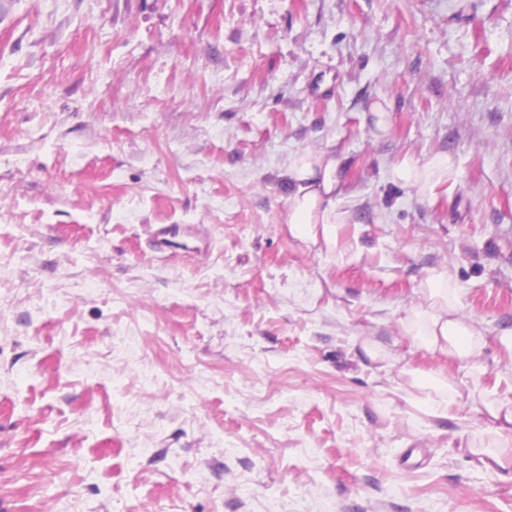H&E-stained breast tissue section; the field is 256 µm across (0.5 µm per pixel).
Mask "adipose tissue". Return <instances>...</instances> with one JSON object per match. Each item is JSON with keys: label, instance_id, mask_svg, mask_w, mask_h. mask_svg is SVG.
I'll return each mask as SVG.
<instances>
[{"label": "adipose tissue", "instance_id": "adipose-tissue-1", "mask_svg": "<svg viewBox=\"0 0 512 512\" xmlns=\"http://www.w3.org/2000/svg\"><path fill=\"white\" fill-rule=\"evenodd\" d=\"M288 181V213L285 218L291 234L308 242L331 237L333 224L339 223L336 195L343 182V160L334 151L317 154L295 153L284 173ZM394 181L433 199L435 188L457 181L458 171L449 156L436 155L424 162L402 160L391 169ZM422 293L426 303L405 319L408 333L428 351L455 360L469 374L480 372L476 355L484 343L473 323L458 314V300L447 272H432Z\"/></svg>", "mask_w": 512, "mask_h": 512}]
</instances>
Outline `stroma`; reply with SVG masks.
<instances>
[{
	"label": "stroma",
	"instance_id": "stroma-1",
	"mask_svg": "<svg viewBox=\"0 0 512 512\" xmlns=\"http://www.w3.org/2000/svg\"><path fill=\"white\" fill-rule=\"evenodd\" d=\"M459 2L0 0V512H512V0ZM329 144L307 243L283 172ZM442 268L485 372L406 334ZM343 160L332 150L296 152L291 157L284 173L290 189L285 224L293 236L314 243L316 228L322 224L324 239L329 241L331 224H341L336 194L343 182ZM458 171L448 155H436L423 163L402 160L391 169L395 182L417 190L426 199L435 197V188L444 183L458 179ZM194 230L201 240L204 237L201 236L198 229L192 228L190 225L185 224H153L149 226L148 230V242L150 247L158 254L170 257H186L185 253H180L175 247L176 239L179 237H188L191 231Z\"/></svg>",
	"mask_w": 512,
	"mask_h": 512
}]
</instances>
